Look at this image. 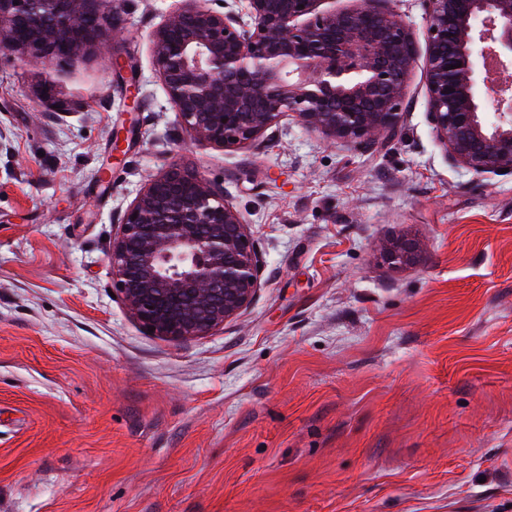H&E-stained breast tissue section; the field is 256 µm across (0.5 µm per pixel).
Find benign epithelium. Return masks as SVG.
I'll return each mask as SVG.
<instances>
[{"mask_svg": "<svg viewBox=\"0 0 512 512\" xmlns=\"http://www.w3.org/2000/svg\"><path fill=\"white\" fill-rule=\"evenodd\" d=\"M182 0L152 34L153 69L201 144L252 146L285 117L336 143L372 147L399 123L417 58L391 0ZM427 118L448 161L512 175V0H421ZM123 0H0V49L33 60L101 49ZM420 247L386 250L396 264ZM112 284L157 336L211 334L252 302L265 264L240 211L196 169L151 177L114 225Z\"/></svg>", "mask_w": 512, "mask_h": 512, "instance_id": "benign-epithelium-1", "label": "benign epithelium"}]
</instances>
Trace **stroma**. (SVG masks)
Returning <instances> with one entry per match:
<instances>
[{
  "mask_svg": "<svg viewBox=\"0 0 512 512\" xmlns=\"http://www.w3.org/2000/svg\"><path fill=\"white\" fill-rule=\"evenodd\" d=\"M175 5L125 6L135 112L100 53L0 50V512H512V177L449 163L419 64L375 148L288 118L194 142L152 66ZM180 161L266 269L223 328L171 342L110 296L109 251ZM407 238L419 261L389 263Z\"/></svg>",
  "mask_w": 512,
  "mask_h": 512,
  "instance_id": "obj_1",
  "label": "stroma"
}]
</instances>
